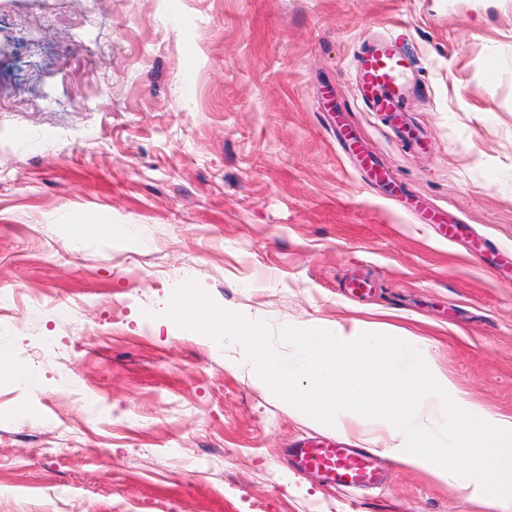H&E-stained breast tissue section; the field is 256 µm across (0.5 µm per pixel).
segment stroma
I'll use <instances>...</instances> for the list:
<instances>
[{
  "label": "stroma",
  "instance_id": "stroma-1",
  "mask_svg": "<svg viewBox=\"0 0 512 512\" xmlns=\"http://www.w3.org/2000/svg\"><path fill=\"white\" fill-rule=\"evenodd\" d=\"M388 35L393 119L356 91ZM0 86V335L39 379L0 381V512H486L393 462L350 492L296 471L335 432L171 310L285 354L287 326L386 322L512 415V0H0Z\"/></svg>",
  "mask_w": 512,
  "mask_h": 512
}]
</instances>
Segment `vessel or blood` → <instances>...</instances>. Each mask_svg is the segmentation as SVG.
I'll use <instances>...</instances> for the list:
<instances>
[{
	"label": "vessel or blood",
	"mask_w": 512,
	"mask_h": 512,
	"mask_svg": "<svg viewBox=\"0 0 512 512\" xmlns=\"http://www.w3.org/2000/svg\"><path fill=\"white\" fill-rule=\"evenodd\" d=\"M409 68L395 39L368 44L359 60L357 79L360 97L369 111H397L403 94L402 80ZM292 455L299 470L318 473L330 485L360 489L380 482V465L362 448L332 440H308L293 448Z\"/></svg>",
	"instance_id": "vessel-or-blood-1"
}]
</instances>
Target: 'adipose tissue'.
I'll list each match as a JSON object with an SVG mask.
<instances>
[{
  "label": "adipose tissue",
  "instance_id": "adipose-tissue-1",
  "mask_svg": "<svg viewBox=\"0 0 512 512\" xmlns=\"http://www.w3.org/2000/svg\"><path fill=\"white\" fill-rule=\"evenodd\" d=\"M172 317L190 336H241L251 380L290 410L345 436L363 420L374 453L427 471L488 512H512V416L477 409L430 362L425 338L385 323L289 327L287 358L259 322L195 304Z\"/></svg>",
  "mask_w": 512,
  "mask_h": 512
}]
</instances>
